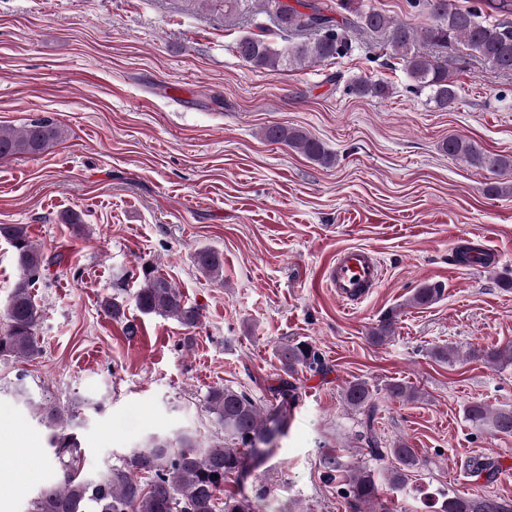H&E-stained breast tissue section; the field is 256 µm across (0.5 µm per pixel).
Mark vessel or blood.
I'll return each instance as SVG.
<instances>
[{
    "label": "vessel or blood",
    "mask_w": 512,
    "mask_h": 512,
    "mask_svg": "<svg viewBox=\"0 0 512 512\" xmlns=\"http://www.w3.org/2000/svg\"><path fill=\"white\" fill-rule=\"evenodd\" d=\"M328 287L338 298L358 303L367 298L382 280L381 264L371 249L353 246L337 251L324 272Z\"/></svg>",
    "instance_id": "1"
}]
</instances>
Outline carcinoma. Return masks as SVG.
Instances as JSON below:
<instances>
[{"mask_svg": "<svg viewBox=\"0 0 512 512\" xmlns=\"http://www.w3.org/2000/svg\"><path fill=\"white\" fill-rule=\"evenodd\" d=\"M199 8L219 14L224 20L245 19L254 29L235 43L237 56L254 68L285 71L302 63H315L348 57L357 39L368 36L372 46L382 44L385 55L405 71L409 91L424 95L440 110L456 104L457 85L448 72V56L443 50L457 45L464 49L462 59L476 58L504 73H512V22H493L486 11L464 7L455 0H410L420 9L425 22L410 26L388 14L361 3L337 0L332 6L324 0H190ZM346 12L337 19L334 9ZM275 28L282 43L271 40ZM438 48L424 53L421 47ZM348 93L358 97L384 99L391 88L383 81L354 78L347 82ZM266 141L283 144L306 158L324 164L333 161L322 142L305 131L281 124L267 126ZM65 138L64 128L49 117L30 119L18 129L0 127V158L42 154ZM448 156L498 175L512 173V157L491 154L474 142L450 136L442 144ZM0 237L13 248L20 276L14 283L4 312L7 328L0 333V358L34 359L40 354L36 330L42 317L34 288L50 272L51 261L30 240L23 224H1ZM194 264L207 277L223 276L224 255L203 248L194 255ZM141 287L133 302L144 314L172 318L191 331L201 323V309L183 299L179 288L158 274L155 267L141 264ZM442 294L438 285L418 288L409 298L412 306H426ZM103 311L115 321L125 317V297L113 294L100 302ZM395 316L388 312L371 330L369 340L383 344L394 333ZM280 370L291 377L300 369L320 372L324 360L319 350L307 341L282 342L276 347ZM468 358L492 368L512 364V345L471 349ZM387 393L397 399L413 401L417 392L403 382L388 384ZM273 408L261 409L245 391L228 386L214 387L206 395L208 412L215 415L224 437L204 446L190 433L157 435L147 445L130 451L103 473L91 477L81 473L80 443L73 427L55 406L40 404L37 413L51 430L49 445L58 463V478L42 487L31 501L28 512H264L268 505L260 494L250 496L243 482L273 454L274 443L283 435L291 407L298 400L297 386L286 379L276 389ZM346 406L365 414L357 440L379 468L351 466L339 456L325 458L329 477L338 479L353 512H391L381 494V483L393 488L404 486L410 473L418 469L419 458L404 441L388 445L375 432V412L371 385L357 379L342 390ZM466 419L476 428L512 435V409L491 410L482 402L465 409ZM469 474L497 481L500 468L486 456H474L465 465ZM438 512H512V500L495 495L471 493L461 496L444 493Z\"/></svg>", "mask_w": 512, "mask_h": 512, "instance_id": "obj_1", "label": "carcinoma"}]
</instances>
